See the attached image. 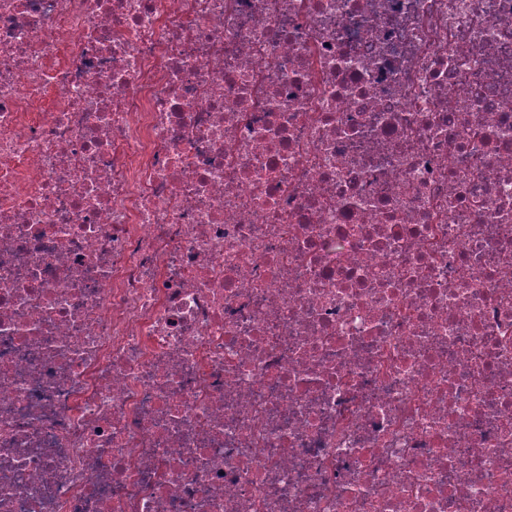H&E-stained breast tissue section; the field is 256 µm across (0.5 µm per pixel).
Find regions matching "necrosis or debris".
Here are the masks:
<instances>
[{"instance_id":"obj_1","label":"necrosis or debris","mask_w":512,"mask_h":512,"mask_svg":"<svg viewBox=\"0 0 512 512\" xmlns=\"http://www.w3.org/2000/svg\"><path fill=\"white\" fill-rule=\"evenodd\" d=\"M0 512H512V0H0Z\"/></svg>"}]
</instances>
